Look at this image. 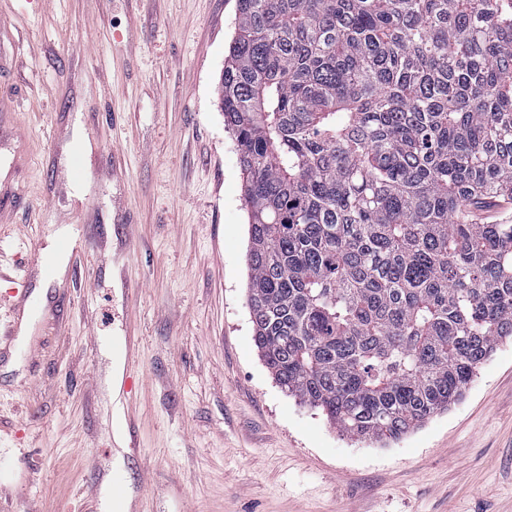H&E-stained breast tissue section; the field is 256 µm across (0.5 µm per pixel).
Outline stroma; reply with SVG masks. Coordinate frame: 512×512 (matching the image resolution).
<instances>
[{
	"label": "stroma",
	"mask_w": 512,
	"mask_h": 512,
	"mask_svg": "<svg viewBox=\"0 0 512 512\" xmlns=\"http://www.w3.org/2000/svg\"><path fill=\"white\" fill-rule=\"evenodd\" d=\"M237 5L0 0V512H81L118 478L124 512H512V337L386 444L261 360L218 100Z\"/></svg>",
	"instance_id": "obj_1"
}]
</instances>
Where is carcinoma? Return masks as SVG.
I'll list each match as a JSON object with an SVG mask.
<instances>
[{
    "label": "carcinoma",
    "mask_w": 512,
    "mask_h": 512,
    "mask_svg": "<svg viewBox=\"0 0 512 512\" xmlns=\"http://www.w3.org/2000/svg\"><path fill=\"white\" fill-rule=\"evenodd\" d=\"M220 107L274 381L397 441L512 336V0H238Z\"/></svg>",
    "instance_id": "1"
}]
</instances>
